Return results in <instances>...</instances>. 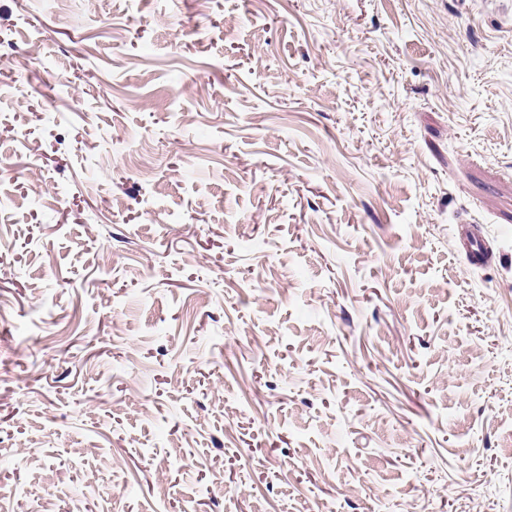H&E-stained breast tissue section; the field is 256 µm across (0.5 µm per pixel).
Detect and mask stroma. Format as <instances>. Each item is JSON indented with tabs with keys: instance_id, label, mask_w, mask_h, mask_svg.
I'll list each match as a JSON object with an SVG mask.
<instances>
[{
	"instance_id": "stroma-1",
	"label": "stroma",
	"mask_w": 512,
	"mask_h": 512,
	"mask_svg": "<svg viewBox=\"0 0 512 512\" xmlns=\"http://www.w3.org/2000/svg\"><path fill=\"white\" fill-rule=\"evenodd\" d=\"M0 512H512V0H0ZM465 240L466 255L470 264L483 266L487 255L486 242L472 231L465 234Z\"/></svg>"
}]
</instances>
